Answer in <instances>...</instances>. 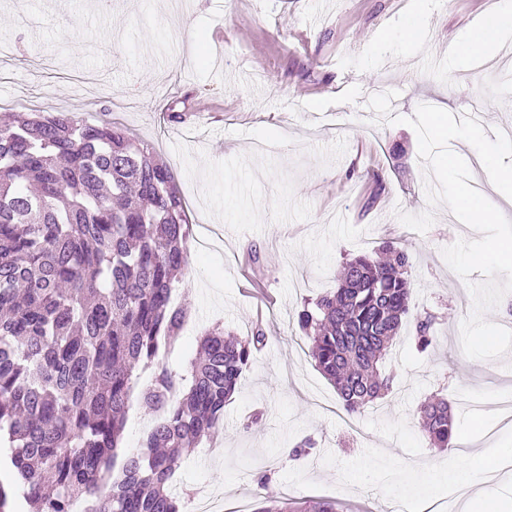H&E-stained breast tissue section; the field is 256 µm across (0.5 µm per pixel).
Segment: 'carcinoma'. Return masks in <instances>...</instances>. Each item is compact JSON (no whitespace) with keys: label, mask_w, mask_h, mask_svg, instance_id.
<instances>
[{"label":"carcinoma","mask_w":512,"mask_h":512,"mask_svg":"<svg viewBox=\"0 0 512 512\" xmlns=\"http://www.w3.org/2000/svg\"><path fill=\"white\" fill-rule=\"evenodd\" d=\"M193 239L171 167L123 126L73 112L0 113V512H183V458L218 431L265 340L216 325L188 374L161 351L188 318L171 301ZM337 288L296 312L317 369L355 416L391 390L403 328L427 349L444 318L410 316L408 254L385 244L343 262ZM137 399L159 418L144 450L119 455ZM418 412L431 445L453 447L448 397Z\"/></svg>","instance_id":"carcinoma-1"}]
</instances>
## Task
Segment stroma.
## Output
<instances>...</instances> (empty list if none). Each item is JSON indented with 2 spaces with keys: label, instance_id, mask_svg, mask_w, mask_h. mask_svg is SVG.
I'll list each match as a JSON object with an SVG mask.
<instances>
[{
  "label": "stroma",
  "instance_id": "obj_1",
  "mask_svg": "<svg viewBox=\"0 0 512 512\" xmlns=\"http://www.w3.org/2000/svg\"><path fill=\"white\" fill-rule=\"evenodd\" d=\"M416 0H0V102L33 112L109 113L153 144L172 167L194 245L180 281L191 318L169 367L187 373L205 327L264 346L243 370L214 440L178 471L176 493L208 495L214 512L265 507L270 478L288 512H396L427 497L447 512H473L444 479L449 448L430 447L418 406L433 394L464 395L455 436L488 453L512 449V422L489 410L512 393V367L474 360L460 325L473 307L469 283L441 250L476 239L444 204L429 205L415 131L368 105L397 91L393 114L422 104L454 117L478 112L486 134L512 128V53L471 62L450 51L497 11L500 0H430L419 39L401 33ZM185 111L181 123L171 111ZM385 190L366 204L370 175ZM405 249L412 313L445 322L418 351L404 330L387 362L395 374L383 402L348 417L296 331L305 300L337 286L346 254L382 243ZM256 247L259 261L248 258ZM262 421L243 422L253 413ZM303 458L288 451L304 437Z\"/></svg>",
  "mask_w": 512,
  "mask_h": 512
}]
</instances>
